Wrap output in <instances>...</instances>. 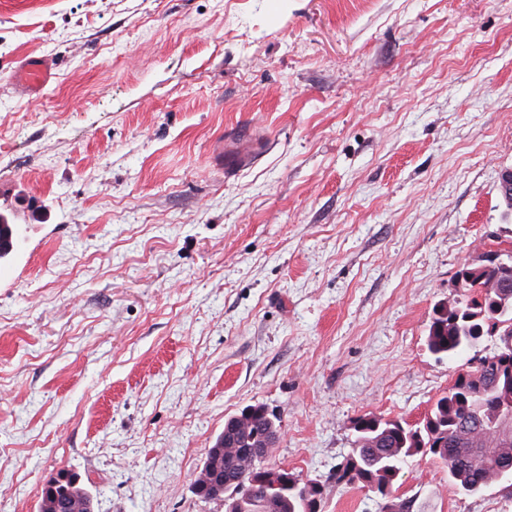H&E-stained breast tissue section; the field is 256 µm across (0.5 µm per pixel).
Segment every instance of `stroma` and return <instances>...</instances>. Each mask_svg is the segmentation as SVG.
Listing matches in <instances>:
<instances>
[{"label":"stroma","mask_w":512,"mask_h":512,"mask_svg":"<svg viewBox=\"0 0 512 512\" xmlns=\"http://www.w3.org/2000/svg\"><path fill=\"white\" fill-rule=\"evenodd\" d=\"M50 56L44 97L21 59ZM253 129L252 162L217 143ZM512 0H0V512L59 471L95 512H224L225 420L319 512H512L427 456L336 479L352 421L421 423L466 370L426 345L489 235L512 242ZM53 59L33 57L25 60L17 69L13 85L27 96H38L55 76ZM247 409H252V413L244 419L234 420L238 415L234 414L225 420L224 438L223 434L219 435L213 448L209 449L195 482V485L201 483L205 492L196 491V494L205 500L224 497L225 512H228L227 502L234 496H247L253 487L254 480L266 473L275 475L276 479L286 478L292 488H288V493L276 494L268 498L263 507L264 512H318L317 502L321 495V488L317 483L304 482L287 469L268 468L265 466L267 459H258L254 462L251 448H254L256 458H262L265 455L263 446L273 445L278 439L279 419L262 404L246 406L239 413ZM228 423L230 427H227ZM223 441L224 447H221ZM222 474L232 482L224 489L229 494L225 496L223 491L221 496H213L211 492L215 478ZM310 488H313L312 491Z\"/></svg>","instance_id":"obj_1"}]
</instances>
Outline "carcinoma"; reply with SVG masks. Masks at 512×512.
I'll list each match as a JSON object with an SVG mask.
<instances>
[{
  "label": "carcinoma",
  "mask_w": 512,
  "mask_h": 512,
  "mask_svg": "<svg viewBox=\"0 0 512 512\" xmlns=\"http://www.w3.org/2000/svg\"><path fill=\"white\" fill-rule=\"evenodd\" d=\"M506 336L512 337V288H486L435 307L426 343L431 353L454 360L487 337L501 344ZM503 386L512 388V366L500 363L482 369L475 379L456 380L418 425L373 414L356 418L352 423L353 448L337 468L336 480L362 488H390L402 464L421 454L443 464L448 469V481L459 490L479 492L500 479L501 468L512 467V435L492 430L494 403ZM250 409L252 413L242 420L232 415L225 420L224 435L209 449L198 475L203 490L197 495L214 499L215 478L223 474L231 481L224 501L244 497L254 480L266 473L287 479L292 488L268 498L264 512H318V484L254 459L251 449L277 441L278 417L263 404Z\"/></svg>",
  "instance_id": "cac0c4a2"
}]
</instances>
